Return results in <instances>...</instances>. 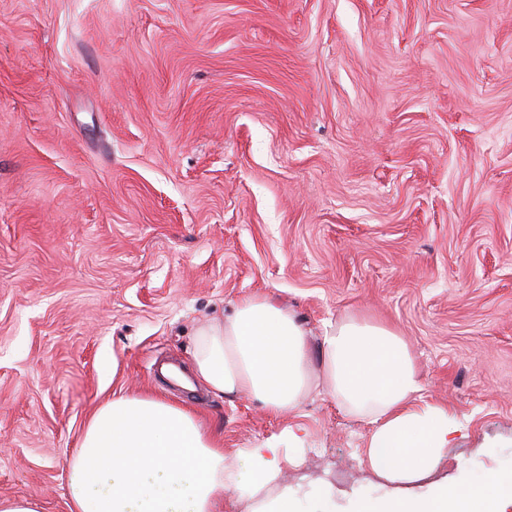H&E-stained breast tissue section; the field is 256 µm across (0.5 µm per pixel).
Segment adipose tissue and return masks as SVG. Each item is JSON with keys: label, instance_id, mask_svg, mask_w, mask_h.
Instances as JSON below:
<instances>
[{"label": "adipose tissue", "instance_id": "ef3b65f1", "mask_svg": "<svg viewBox=\"0 0 512 512\" xmlns=\"http://www.w3.org/2000/svg\"><path fill=\"white\" fill-rule=\"evenodd\" d=\"M192 355L196 378L213 394L249 397L270 416L296 410L318 389L344 414L369 422L364 453L392 490L356 512H499L512 497V472L478 488L441 482L435 493L415 492L461 422L447 406L421 400L410 344L389 325L343 315L326 323L314 356L295 311L253 295L198 327ZM302 444L289 428L277 441L238 449L230 462L219 435L184 407L149 395L115 397L91 416L68 461L69 512H224L228 492L250 512H295L280 480L281 454Z\"/></svg>", "mask_w": 512, "mask_h": 512}]
</instances>
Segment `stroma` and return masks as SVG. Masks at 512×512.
<instances>
[{
  "mask_svg": "<svg viewBox=\"0 0 512 512\" xmlns=\"http://www.w3.org/2000/svg\"><path fill=\"white\" fill-rule=\"evenodd\" d=\"M261 292L314 352L354 311L409 339L462 422L422 490L512 472V0H0V498L68 512L128 393L229 459L303 426L300 512L386 496L327 396L271 417L158 375Z\"/></svg>",
  "mask_w": 512,
  "mask_h": 512,
  "instance_id": "stroma-1",
  "label": "stroma"
}]
</instances>
